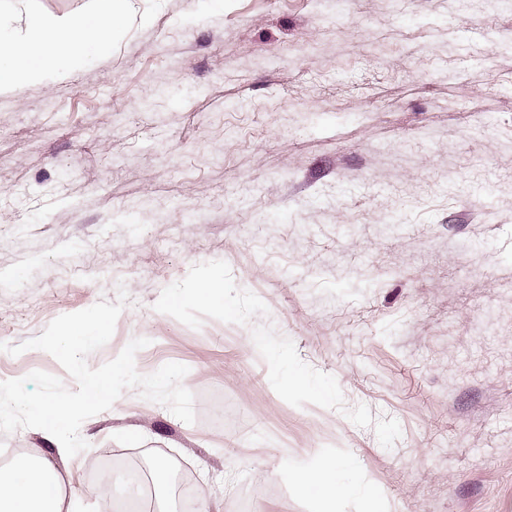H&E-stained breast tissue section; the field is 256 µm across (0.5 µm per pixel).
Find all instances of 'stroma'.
Returning <instances> with one entry per match:
<instances>
[{"label": "stroma", "mask_w": 512, "mask_h": 512, "mask_svg": "<svg viewBox=\"0 0 512 512\" xmlns=\"http://www.w3.org/2000/svg\"><path fill=\"white\" fill-rule=\"evenodd\" d=\"M90 0H10L79 13ZM128 0L109 57L0 95V342L129 299L97 368L188 367V424L128 389L69 458L42 430L0 434V468L37 448L83 512L101 472L166 457L223 512H313L285 461L350 458L384 512H512V45L482 0ZM499 179L472 185L461 161ZM198 210L201 221L186 223ZM217 277L234 314L165 306ZM256 337L247 346L246 337ZM50 354L0 352V381ZM306 374L329 388L298 396Z\"/></svg>", "instance_id": "stroma-1"}]
</instances>
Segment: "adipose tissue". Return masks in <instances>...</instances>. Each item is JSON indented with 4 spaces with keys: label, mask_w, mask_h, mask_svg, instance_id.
<instances>
[{
    "label": "adipose tissue",
    "mask_w": 512,
    "mask_h": 512,
    "mask_svg": "<svg viewBox=\"0 0 512 512\" xmlns=\"http://www.w3.org/2000/svg\"><path fill=\"white\" fill-rule=\"evenodd\" d=\"M124 19L120 0H93L89 10L77 14L28 13L22 36L0 23V93L63 77L109 54ZM287 468L297 495L315 503L317 512H331L336 502L350 497L378 512L377 488L350 481L348 460L321 455ZM64 503L60 473L49 458L23 459L0 471V512H64Z\"/></svg>",
    "instance_id": "1"
}]
</instances>
